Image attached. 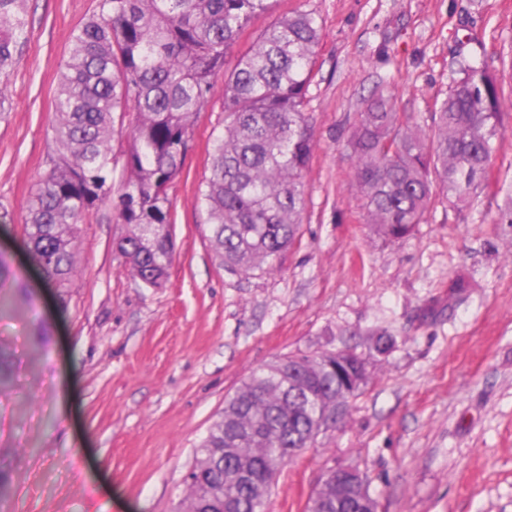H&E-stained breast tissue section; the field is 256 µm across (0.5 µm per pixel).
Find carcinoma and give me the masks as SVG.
<instances>
[{"mask_svg":"<svg viewBox=\"0 0 512 512\" xmlns=\"http://www.w3.org/2000/svg\"><path fill=\"white\" fill-rule=\"evenodd\" d=\"M27 0H0V77L28 29ZM275 0H96L72 34L56 88L54 156L27 207L25 244L49 284L76 270L82 224L112 194L116 121H136L122 154L114 249L147 288L165 286L174 261L169 195L197 120L224 75V126L200 188L210 241L224 270L271 273L299 241L306 173L315 149L305 112L322 27L314 13L280 16L227 71V52L251 17ZM505 100L497 77L470 64L453 81L426 133L418 116L372 98L351 136L353 181L377 233L400 239L423 223L434 196L463 210L488 185ZM366 356L296 353L251 372L224 401L198 448L187 512H266L255 487L314 440L324 415L361 390ZM319 512H378L348 468L315 493Z\"/></svg>","mask_w":512,"mask_h":512,"instance_id":"cac0c4a2","label":"carcinoma"}]
</instances>
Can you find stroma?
Returning a JSON list of instances; mask_svg holds the SVG:
<instances>
[{
  "label": "stroma",
  "mask_w": 512,
  "mask_h": 512,
  "mask_svg": "<svg viewBox=\"0 0 512 512\" xmlns=\"http://www.w3.org/2000/svg\"><path fill=\"white\" fill-rule=\"evenodd\" d=\"M93 0H29L26 42L0 122V512H183L185 477L224 400L289 354L368 355V381L283 467L267 512H305L329 470L354 467L378 512H512V108L487 189L435 200L400 240L375 235L346 144L375 93L430 115L468 62L512 99V0H277L227 66L277 17L322 25L306 110L317 146L301 236L272 274L224 271L198 188L224 119V82L169 194L175 260L146 288L114 251L115 204L93 211L79 271L47 287L29 256L27 202L53 152L58 72ZM465 278L454 295L449 284ZM391 349L370 354L376 334Z\"/></svg>",
  "instance_id": "obj_1"
}]
</instances>
